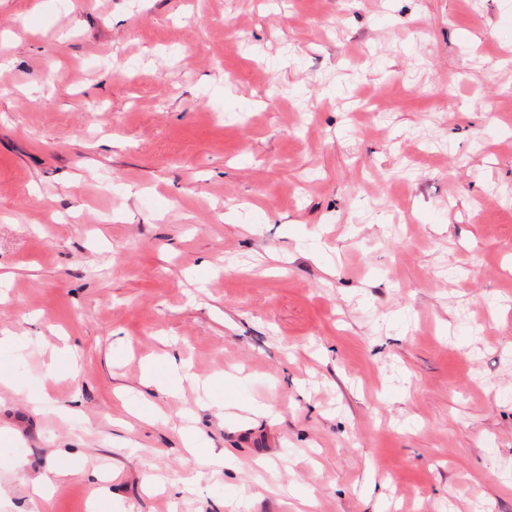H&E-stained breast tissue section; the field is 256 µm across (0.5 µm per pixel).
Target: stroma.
Here are the masks:
<instances>
[{
  "mask_svg": "<svg viewBox=\"0 0 512 512\" xmlns=\"http://www.w3.org/2000/svg\"><path fill=\"white\" fill-rule=\"evenodd\" d=\"M0 336V512H512V0H0Z\"/></svg>",
  "mask_w": 512,
  "mask_h": 512,
  "instance_id": "obj_1",
  "label": "stroma"
}]
</instances>
